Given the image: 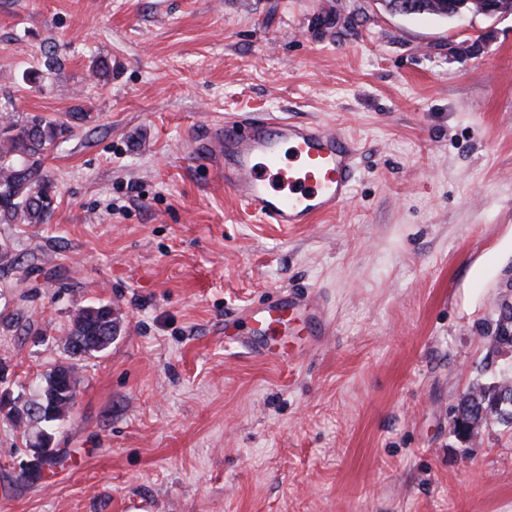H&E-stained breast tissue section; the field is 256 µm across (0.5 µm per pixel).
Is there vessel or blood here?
Segmentation results:
<instances>
[{"mask_svg":"<svg viewBox=\"0 0 512 512\" xmlns=\"http://www.w3.org/2000/svg\"><path fill=\"white\" fill-rule=\"evenodd\" d=\"M201 148L221 165L225 187L245 209L285 225L311 223L347 204L360 152L341 131L269 112L226 116ZM298 309L310 310L317 335L327 334V312L317 298L283 291L225 315L224 336L253 357H268L269 337Z\"/></svg>","mask_w":512,"mask_h":512,"instance_id":"b4317fda","label":"vessel or blood"}]
</instances>
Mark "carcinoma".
<instances>
[{"instance_id":"carcinoma-1","label":"carcinoma","mask_w":512,"mask_h":512,"mask_svg":"<svg viewBox=\"0 0 512 512\" xmlns=\"http://www.w3.org/2000/svg\"><path fill=\"white\" fill-rule=\"evenodd\" d=\"M69 130L64 122L47 120L39 115L25 119L8 116V125L0 127V223L15 221L21 224L47 223L53 206L51 182L43 168L45 153L56 146L57 140ZM117 330L116 320L112 317V307L104 305V310L97 306H84L76 310L72 327L65 345H70L75 338L83 341V355L100 353L112 343L108 336ZM493 341L502 346H512V314L499 321L493 331ZM71 379L70 388L76 390L78 379L76 365L69 364L50 370L44 376L42 397L44 403L34 402L24 406L18 417L30 420L42 417L34 414L35 406L50 408L47 399L58 397V408L68 412L65 395L58 392L59 380ZM496 390L491 387H474L463 393L458 405L474 409L480 405L494 413L497 422L512 425V410L509 417H504L495 398Z\"/></svg>"}]
</instances>
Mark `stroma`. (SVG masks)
I'll use <instances>...</instances> for the list:
<instances>
[{"label": "stroma", "instance_id": "1", "mask_svg": "<svg viewBox=\"0 0 512 512\" xmlns=\"http://www.w3.org/2000/svg\"><path fill=\"white\" fill-rule=\"evenodd\" d=\"M247 100L359 144L345 206L285 228L225 189L196 142ZM0 110L70 126L48 223L0 224V396L38 400L78 307L120 320L42 479L19 468L37 425L0 413V512H512V428L453 422L512 384V276L464 295L512 250V12L0 0ZM282 290L321 297L322 341L298 311L275 341L296 362L225 342V313ZM496 390L492 386L488 387H473L467 392L463 393L458 401V407L462 406L465 409H474L479 405L494 413V418L497 422L502 423L505 426L512 425V406L510 411L507 413L510 419H507L503 415L504 408L499 409L495 398Z\"/></svg>", "mask_w": 512, "mask_h": 512}]
</instances>
